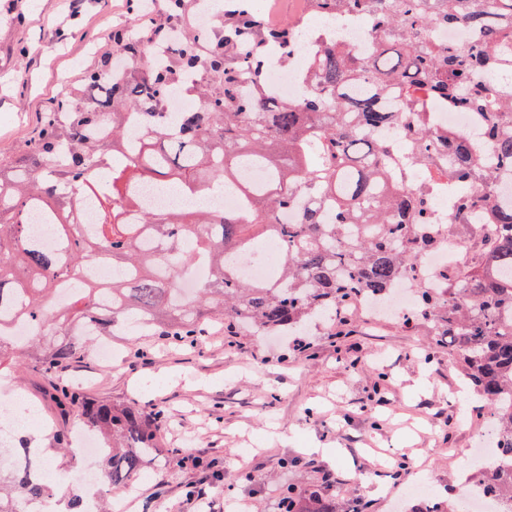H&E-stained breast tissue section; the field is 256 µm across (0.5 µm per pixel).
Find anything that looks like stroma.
<instances>
[{"mask_svg":"<svg viewBox=\"0 0 512 512\" xmlns=\"http://www.w3.org/2000/svg\"><path fill=\"white\" fill-rule=\"evenodd\" d=\"M132 0H0V155L36 135L62 89L112 48L115 28L137 23ZM293 350L277 336L205 327L188 345L168 337L116 336L120 362L106 367L83 352L55 380L85 385L95 398L164 411L163 450L146 459L132 491L100 481L104 501L131 498V512H199L189 491L208 493L211 512H278L284 487L330 486L343 512L369 500L372 512H397L412 478L426 471L432 500L457 503L472 475L469 450L488 439L490 416L461 380L454 352L434 349L428 325L392 315L317 319ZM13 387L48 424L25 426L16 447L36 448L55 480L54 512L85 491V455L60 449L83 423L80 410L56 408L39 370L11 371ZM205 467H196L194 457Z\"/></svg>","mask_w":512,"mask_h":512,"instance_id":"35a3bbf8","label":"stroma"}]
</instances>
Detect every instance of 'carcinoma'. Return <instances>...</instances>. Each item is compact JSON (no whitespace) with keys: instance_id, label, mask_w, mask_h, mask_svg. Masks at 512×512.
I'll use <instances>...</instances> for the list:
<instances>
[{"instance_id":"carcinoma-1","label":"carcinoma","mask_w":512,"mask_h":512,"mask_svg":"<svg viewBox=\"0 0 512 512\" xmlns=\"http://www.w3.org/2000/svg\"><path fill=\"white\" fill-rule=\"evenodd\" d=\"M196 0H164V25L175 37L159 58L138 65L154 21L112 31V54L69 85L41 120L33 141L0 158V326L13 319L37 332L16 349L0 335V364L34 361L45 375L92 345L72 329L99 317L157 329L181 345L200 322L234 324L273 336L293 333L316 315L366 298L385 300L432 251L430 188L443 179L463 188L444 224H491L481 258L453 272L443 289H415L414 317L436 331L439 347L462 360L463 379L498 421L500 447L512 449V192L475 195L494 180L512 185V0H306L315 13L369 19L374 34L362 55L324 40L310 57L306 89L296 100L273 96L263 70L272 49L288 58L299 30L273 25L249 0H224L209 32L183 24ZM461 25L474 37L440 46L431 32ZM127 61L126 78L115 63ZM182 90L198 106L164 120L166 101ZM482 117L493 151L458 131L441 129L429 105ZM399 124L413 146L396 170L401 146L374 133ZM265 171L258 183L241 170ZM157 181L184 194L239 185L231 211L139 207L132 189ZM96 221L82 222L85 196ZM297 212L292 223L278 217ZM54 228L47 245L29 235L32 215ZM275 238L274 276L249 281L231 258ZM205 258L210 278L186 291L180 279ZM98 262L112 280L85 275ZM57 405L82 409L87 426L112 436L104 476L128 485L144 457L159 451L164 416L139 405L95 402L61 387ZM486 492L512 498V471L478 468ZM49 496L47 484L23 472H0V512ZM278 512H340L330 489L283 492Z\"/></svg>"}]
</instances>
